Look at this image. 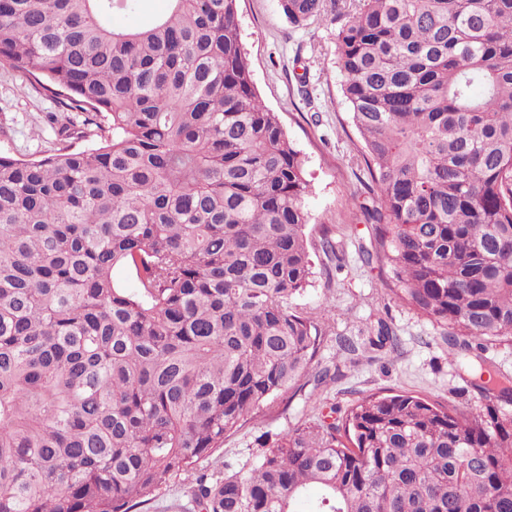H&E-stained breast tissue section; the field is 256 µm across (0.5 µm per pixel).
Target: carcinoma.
I'll return each mask as SVG.
<instances>
[{"mask_svg":"<svg viewBox=\"0 0 512 512\" xmlns=\"http://www.w3.org/2000/svg\"><path fill=\"white\" fill-rule=\"evenodd\" d=\"M0 0V67L99 138L0 154V512H131L174 477L202 512H512V377L463 413L372 393L198 462L309 382L326 312L305 162L258 96L239 0ZM296 27L326 0H279ZM336 68L360 135L364 260L448 326L512 343V0H349ZM127 270L136 287L114 278ZM166 0H147L137 12L119 17L117 22L125 26L142 27L150 24L154 17L165 9Z\"/></svg>","mask_w":512,"mask_h":512,"instance_id":"cac0c4a2","label":"carcinoma"}]
</instances>
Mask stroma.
<instances>
[{"label":"stroma","instance_id":"obj_1","mask_svg":"<svg viewBox=\"0 0 512 512\" xmlns=\"http://www.w3.org/2000/svg\"><path fill=\"white\" fill-rule=\"evenodd\" d=\"M243 42L254 85L281 120L305 160L309 193L306 233L313 283L297 296L296 308L328 311L316 368L336 373L328 388L298 392L266 410L258 421L229 434L224 446L198 464L210 477L223 476L261 451L266 431L284 432L329 415L358 398L395 391L423 395L462 411L477 408L482 396L470 383L467 357L448 352V330L398 300L385 284L379 264H365L360 247L373 239L372 225L360 222L354 200L363 188L351 159L359 137L341 93L334 65L339 22L335 13L302 30L281 16L278 0H239ZM65 117L17 72L0 69V154L40 157L59 147L55 125ZM336 242L322 247L323 236ZM390 338L379 341L380 326ZM133 512H198L186 477L173 478L155 498Z\"/></svg>","mask_w":512,"mask_h":512}]
</instances>
